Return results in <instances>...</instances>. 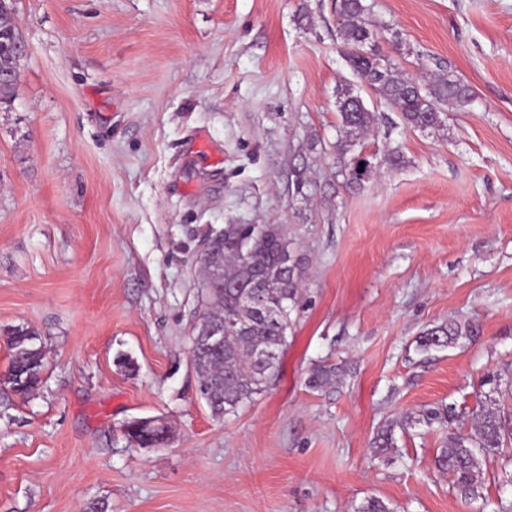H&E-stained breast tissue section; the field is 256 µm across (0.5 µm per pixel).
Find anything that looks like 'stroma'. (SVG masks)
<instances>
[{"label":"stroma","mask_w":512,"mask_h":512,"mask_svg":"<svg viewBox=\"0 0 512 512\" xmlns=\"http://www.w3.org/2000/svg\"><path fill=\"white\" fill-rule=\"evenodd\" d=\"M367 2L404 75L471 87L442 127L405 126L352 74L336 0H10L0 335L38 333L46 368L25 400L0 379V512H512L511 450L474 501L435 466L488 376L512 382V0ZM343 83L379 116L353 193ZM228 224L280 225L304 274L276 378L217 419L188 349L203 243ZM448 320L469 336L417 353ZM327 358L342 383L309 389ZM443 404L463 412L450 429L419 421ZM151 416L170 445L131 446L124 424Z\"/></svg>","instance_id":"obj_1"}]
</instances>
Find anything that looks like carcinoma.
I'll return each instance as SVG.
<instances>
[{"label":"carcinoma","instance_id":"obj_1","mask_svg":"<svg viewBox=\"0 0 512 512\" xmlns=\"http://www.w3.org/2000/svg\"><path fill=\"white\" fill-rule=\"evenodd\" d=\"M371 11L365 0H336L337 32L347 52L346 61L352 73L374 84L376 95L400 113L402 122L411 128H437L443 125L442 115L449 108L466 106L472 89L445 71L434 74L425 83L416 82L397 73L396 60L374 54V61L355 55L378 36L377 23L370 19ZM17 37L7 0H0V66L17 65L18 53L12 42ZM336 112L340 138L336 151L350 155L341 174L347 188H359L363 181L356 176V161L362 153L354 152L360 140L374 132L377 113L368 109L361 98L348 87L337 90ZM234 237L237 246H225L224 252L213 254L204 263L205 279L222 267L232 271L237 287L204 289V317L195 322L191 344L195 345L193 368L199 379L198 391L212 415L222 418L243 403L262 393L278 371L279 354L287 343L291 314L300 306V261L294 267H283L277 224H239ZM264 277L263 303L252 306L242 297L243 287L249 284L253 269ZM209 326L224 330V342L210 346L203 341ZM469 330L455 321L443 322L423 330L417 346L423 352L446 348ZM10 365L6 383L22 399L31 396L42 382L45 368L44 351L37 335L24 328L11 330L6 341ZM342 367L329 361L316 364L309 372L307 386L312 390L332 388L342 380ZM424 420L446 423L458 417L456 407L442 405L424 412ZM124 434L134 445L147 440L166 447L171 434L165 429H147L140 419L124 425ZM512 444V413L505 412L504 403H481L475 435L448 434V443L436 457L437 467L450 473L464 498L478 494L482 460L503 453ZM393 447L392 430L377 435L373 453L386 455ZM353 512H394L379 498H368L353 507Z\"/></svg>","mask_w":512,"mask_h":512}]
</instances>
